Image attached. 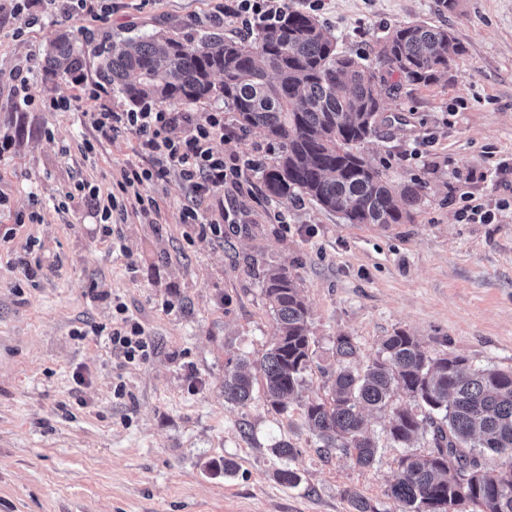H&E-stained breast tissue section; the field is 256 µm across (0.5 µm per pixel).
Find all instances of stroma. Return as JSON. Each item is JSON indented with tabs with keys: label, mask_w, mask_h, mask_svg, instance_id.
<instances>
[{
	"label": "stroma",
	"mask_w": 512,
	"mask_h": 512,
	"mask_svg": "<svg viewBox=\"0 0 512 512\" xmlns=\"http://www.w3.org/2000/svg\"><path fill=\"white\" fill-rule=\"evenodd\" d=\"M224 2L105 0L95 21L42 0L40 23L25 30L0 14V137L14 143L0 165V235L17 230L0 244V512H350V490L395 512L385 491L401 451L387 439V414L369 416L380 456L361 468L320 451L300 404L275 413L259 390L248 406L225 403L226 363L261 356L272 339L262 284L272 267L288 269L310 307L315 354L303 398L324 396L340 334L355 338L361 366L403 330L430 355L512 371V0H459L446 14L437 0H325L315 11L340 49L370 60L388 28L410 22L448 27L464 48L435 83L391 76L399 90L384 96L383 120L361 146L392 184H421L407 223L351 224L304 196L282 203L250 171L249 196L228 186L200 199L173 175L146 185L158 212L128 214L101 238L77 184L109 193L144 160L131 133L108 140L91 128L83 91L98 89L100 104L117 110L130 105L99 88L93 56L80 80L49 76L50 41L62 32L239 36L238 25L213 23ZM18 65L30 69V107L11 90ZM61 98L69 109H50ZM467 196L495 208L494 223H461ZM225 203L239 222L223 238H187L184 207L211 214ZM35 205L43 222L16 227ZM30 237L44 244L32 282L14 265ZM116 300L154 347L146 362L125 363L96 332L119 326ZM280 439L294 459L272 454ZM225 458L236 464L231 476L208 470ZM284 467L300 476L297 487L277 480Z\"/></svg>",
	"instance_id": "obj_1"
}]
</instances>
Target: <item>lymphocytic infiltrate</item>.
Instances as JSON below:
<instances>
[{"instance_id": "lymphocytic-infiltrate-1", "label": "lymphocytic infiltrate", "mask_w": 512, "mask_h": 512, "mask_svg": "<svg viewBox=\"0 0 512 512\" xmlns=\"http://www.w3.org/2000/svg\"><path fill=\"white\" fill-rule=\"evenodd\" d=\"M286 9V0H236L235 4L224 8L223 14L247 30L256 22L278 21ZM88 119L103 136L109 137L122 130L133 134L135 153L149 162L148 167L124 171L117 192L103 197L98 188H89L88 196L96 202L102 221L101 235L105 238L113 233L110 223L113 213L150 214L151 207L140 192L146 182L174 173L196 196L203 197L223 190L228 183L244 186L246 171L259 170L263 165L262 159L257 157L243 160L215 150L216 138H230L235 134L220 111L200 117L192 112L146 103L139 110L128 112L102 107L89 113ZM115 310L121 316V323L109 335L113 353L128 363L148 360L153 346L143 327L126 316L124 304H116Z\"/></svg>"}]
</instances>
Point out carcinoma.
<instances>
[{"label":"carcinoma","mask_w":512,"mask_h":512,"mask_svg":"<svg viewBox=\"0 0 512 512\" xmlns=\"http://www.w3.org/2000/svg\"><path fill=\"white\" fill-rule=\"evenodd\" d=\"M89 52L99 60V84L134 106L224 100L244 131H259L279 146L263 170L269 196L288 201L305 194L350 224L387 227L407 221L421 193L418 184L390 186L358 150L381 121L378 85L395 72L410 84L433 83L463 47L442 25L404 23L387 31L372 65L339 50L313 15L289 9L279 22L261 23L238 39L153 33L107 37L91 47L60 34L50 43L47 71L74 77ZM263 288L274 336L257 359L225 365L224 401L248 405L257 371L266 404L285 413L313 362L309 306L285 268L268 271ZM333 354L336 367L323 369L325 397L303 405L305 427L320 447L373 466L379 445L367 434L365 411L388 409L394 447L423 438L432 448L398 459L385 495L399 512H462L465 505L472 512H512V458L497 469L484 462L489 452L512 449V372L477 369L459 356L432 357L403 330L385 337L360 372L351 367L358 354L353 337L336 336ZM400 391L414 406L394 404ZM347 496L352 512H380L357 491Z\"/></svg>","instance_id":"1"}]
</instances>
